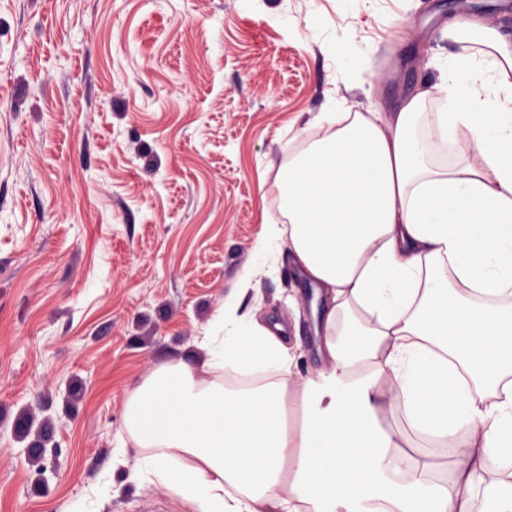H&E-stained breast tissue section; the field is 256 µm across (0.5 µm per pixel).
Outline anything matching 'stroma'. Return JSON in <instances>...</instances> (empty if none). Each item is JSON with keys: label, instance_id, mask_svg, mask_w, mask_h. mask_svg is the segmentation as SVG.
<instances>
[{"label": "stroma", "instance_id": "35a3bbf8", "mask_svg": "<svg viewBox=\"0 0 512 512\" xmlns=\"http://www.w3.org/2000/svg\"><path fill=\"white\" fill-rule=\"evenodd\" d=\"M456 17L512 34V0H0V512H193L136 475L131 397L223 335L318 114L436 83ZM242 306L283 326L297 422L314 289L282 256Z\"/></svg>", "mask_w": 512, "mask_h": 512}]
</instances>
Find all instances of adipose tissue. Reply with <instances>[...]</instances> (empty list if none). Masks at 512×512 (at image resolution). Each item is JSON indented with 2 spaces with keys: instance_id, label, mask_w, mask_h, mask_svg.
<instances>
[{
  "instance_id": "ef3b65f1",
  "label": "adipose tissue",
  "mask_w": 512,
  "mask_h": 512,
  "mask_svg": "<svg viewBox=\"0 0 512 512\" xmlns=\"http://www.w3.org/2000/svg\"><path fill=\"white\" fill-rule=\"evenodd\" d=\"M447 28L449 78L388 112L318 116L279 182L288 221L241 277L250 291L280 253L325 296L299 423L283 341L235 297L200 366L165 364L133 395L144 470L194 512H512V37ZM218 368L235 387L208 381ZM411 439L421 458L459 449L451 474Z\"/></svg>"
}]
</instances>
